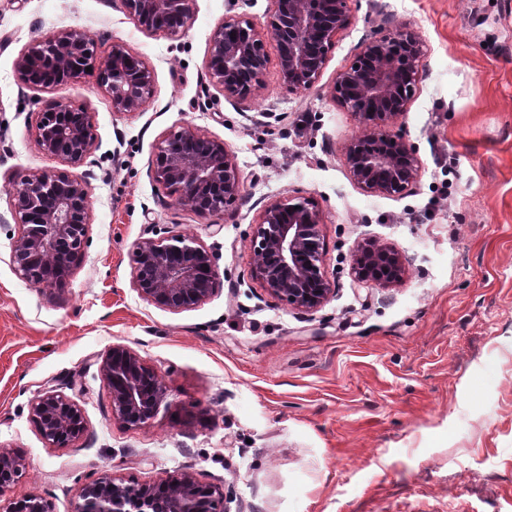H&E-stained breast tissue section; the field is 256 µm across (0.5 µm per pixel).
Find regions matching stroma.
<instances>
[{
	"mask_svg": "<svg viewBox=\"0 0 512 512\" xmlns=\"http://www.w3.org/2000/svg\"><path fill=\"white\" fill-rule=\"evenodd\" d=\"M268 7L194 0L189 29L172 38L137 30L121 0H0V216L23 179L64 168L35 142L40 112L59 100L86 107L95 134L75 169L90 187L89 243L62 291L16 274L15 226L0 223V446L26 463L8 494L73 512L102 476L148 484L188 472L223 487L224 512H512V0H350L316 86L283 92L271 42L259 96L225 99L205 72L210 36L230 15L263 22ZM404 26L421 32L426 56L392 130L422 169L405 194H371L345 166L357 123L331 91L365 44ZM70 28L95 55L120 42L152 67L144 112L114 113L85 80L40 92L22 83L19 54ZM182 126L223 141L245 179L220 225L148 175L158 141ZM289 197L324 216L336 294L313 314L251 277L254 224ZM161 230L216 257L217 289L195 309L157 308L132 286L131 244ZM364 244L398 251L403 280L360 284L352 265ZM115 344L166 387L146 427L112 417L101 363ZM71 388L87 430L54 448L30 406Z\"/></svg>",
	"mask_w": 512,
	"mask_h": 512,
	"instance_id": "stroma-1",
	"label": "stroma"
}]
</instances>
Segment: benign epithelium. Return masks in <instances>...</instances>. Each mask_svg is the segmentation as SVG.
<instances>
[{
    "instance_id": "1",
    "label": "benign epithelium",
    "mask_w": 512,
    "mask_h": 512,
    "mask_svg": "<svg viewBox=\"0 0 512 512\" xmlns=\"http://www.w3.org/2000/svg\"><path fill=\"white\" fill-rule=\"evenodd\" d=\"M123 2L129 20L147 34L175 37L193 19L194 0ZM269 2L263 26L230 16L211 36L206 76L226 98L247 101L263 89L269 39L276 44L281 89L290 94L311 89L332 44L351 22L350 0ZM425 55L422 35L405 27L367 43L354 64L336 75L332 97L358 125L345 146V164L369 193L400 195L418 179L421 161L414 146L391 133L390 126L411 109ZM16 68L34 91L89 77L119 114L143 112L153 97L154 73L140 55L114 43L96 61L93 42L81 29L43 37L17 57ZM36 142L68 166L87 163L95 147L91 113L56 102L39 113ZM149 176L179 205L211 222L225 215L244 191L226 145L188 127L170 131L157 143ZM10 214L18 227L10 256L17 274L40 291L62 289L85 255L91 224L88 181L67 172L30 175L14 191ZM322 224V212L312 201L289 197L264 208L249 240L252 276L265 295L301 313L319 311L336 292L323 266ZM130 258L133 288L158 308L191 310L216 290L213 254L191 235L172 231L141 238L131 245ZM354 271L360 282L385 288L402 280L406 266L392 249L363 247ZM101 370L112 396V417L130 428L149 424L166 395L156 371L120 344L106 354ZM30 419L42 439L56 448L77 441L87 428L77 401L54 390L34 400ZM25 469L22 456L0 448V512H52L38 495L5 498ZM223 503V488L201 484L187 472L142 485L104 476L83 488L74 512H223Z\"/></svg>"
}]
</instances>
